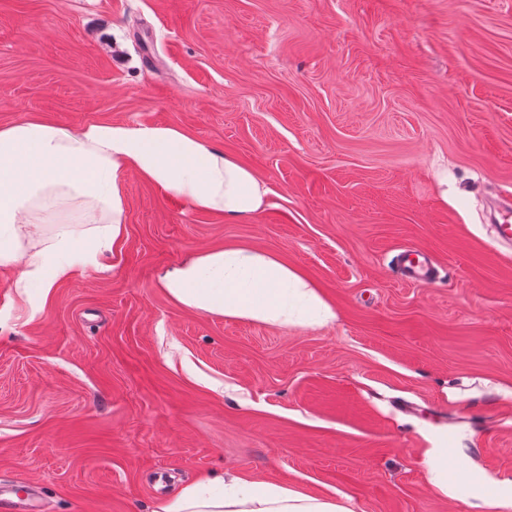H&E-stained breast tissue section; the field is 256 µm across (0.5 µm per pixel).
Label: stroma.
Returning <instances> with one entry per match:
<instances>
[{"instance_id":"35a3bbf8","label":"stroma","mask_w":512,"mask_h":512,"mask_svg":"<svg viewBox=\"0 0 512 512\" xmlns=\"http://www.w3.org/2000/svg\"><path fill=\"white\" fill-rule=\"evenodd\" d=\"M178 128L253 171L264 207L192 209L131 171L102 270L6 309L0 483L40 512H152L225 467L356 512H483L512 480V0H0V126ZM248 247L336 319L203 314L160 288ZM440 267L402 283L406 248ZM446 447L435 491L426 452Z\"/></svg>"}]
</instances>
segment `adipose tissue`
Here are the masks:
<instances>
[{
  "label": "adipose tissue",
  "instance_id": "obj_1",
  "mask_svg": "<svg viewBox=\"0 0 512 512\" xmlns=\"http://www.w3.org/2000/svg\"><path fill=\"white\" fill-rule=\"evenodd\" d=\"M132 170L192 208L237 218L259 211L260 179L174 127L91 123L73 130L27 117L0 126V266L15 268L22 300L37 316L52 288L78 269L100 268L122 232L118 173ZM73 207L92 228L59 226L46 214ZM194 311L270 325L323 326L336 318L317 288L279 258L247 248L200 251L160 280ZM154 512H355L350 501L242 479L232 472L184 486Z\"/></svg>",
  "mask_w": 512,
  "mask_h": 512
}]
</instances>
